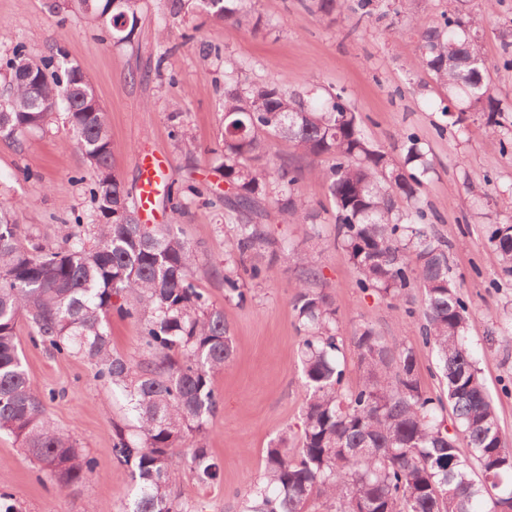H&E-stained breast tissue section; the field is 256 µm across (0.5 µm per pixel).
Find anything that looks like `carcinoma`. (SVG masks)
I'll return each mask as SVG.
<instances>
[{"mask_svg": "<svg viewBox=\"0 0 512 512\" xmlns=\"http://www.w3.org/2000/svg\"><path fill=\"white\" fill-rule=\"evenodd\" d=\"M409 0H311L313 12L348 13L360 22L373 13L399 15ZM467 0H450L439 23L416 22L419 55L411 69L445 88L459 112L441 108L446 124L462 126L467 112L486 119L490 141L512 148V106L501 103L487 76L479 25ZM214 25L226 21L257 30L264 25L257 0H199ZM141 0H122L119 14L102 22L118 43L133 30L119 20L139 19ZM65 53L39 61L18 44L0 63L8 75L0 95V134L23 146L24 135L48 124L63 106L79 149L92 171L91 197L103 222L94 242L82 224H67L62 246L24 245L13 211L0 208V430L12 434L61 488L83 483L94 460L45 417L44 396L31 384L16 335L18 318L31 327L29 341L57 355L80 353L98 367V377L124 395L135 421L115 429L112 456L128 468L138 493L130 512H190L173 494L180 475L176 449L200 435L221 397L213 377L233 355L224 312L197 288L191 269L195 249L170 224L138 222L128 194L112 167L108 113L80 68L66 66ZM43 76L33 85L22 75ZM224 120L211 152L223 158L224 198L236 224L230 246L233 267L224 273L228 293L243 303L240 274L263 281L269 270L248 260L275 245L259 202L270 200L294 217L311 239L320 238L317 215L298 193L302 170L270 153L278 139L298 157L328 161L311 172L326 184L337 242L356 269L358 287L381 299L401 301L411 288L424 293L419 314L424 345L435 351L448 402L423 389L410 346H393L369 324L352 336L339 334L337 310L318 285L315 265L305 257L302 282L292 301L303 332L300 353L306 398L299 446L280 441L266 448L261 482L243 512H504L512 508V439L480 377V356L467 340L469 308L449 275L448 252L432 232L434 211L421 200L433 171L425 143L414 133L402 141L400 160L365 134L358 112L341 93L314 90L295 95L274 82L242 81L224 72ZM491 243L512 274V224H494ZM140 324L148 357L112 352L111 314ZM358 355L360 379L345 387L346 344ZM452 409V424L443 416ZM191 471L201 484L220 466L203 443L190 449Z\"/></svg>", "mask_w": 512, "mask_h": 512, "instance_id": "cac0c4a2", "label": "carcinoma"}]
</instances>
